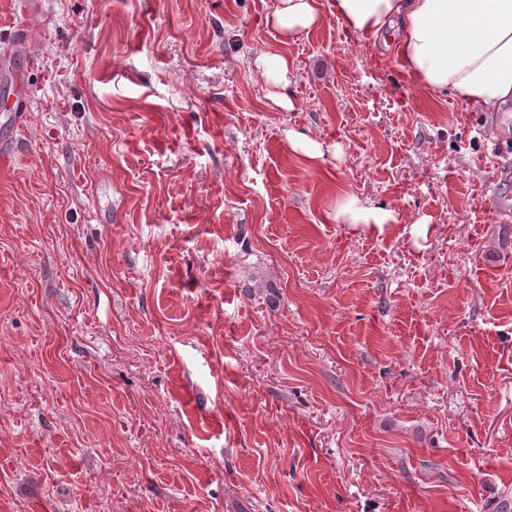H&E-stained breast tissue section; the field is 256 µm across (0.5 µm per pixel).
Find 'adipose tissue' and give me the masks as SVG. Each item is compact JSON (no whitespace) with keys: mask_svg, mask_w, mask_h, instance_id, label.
<instances>
[{"mask_svg":"<svg viewBox=\"0 0 512 512\" xmlns=\"http://www.w3.org/2000/svg\"><path fill=\"white\" fill-rule=\"evenodd\" d=\"M335 15L348 33L389 37L414 83L486 112L512 102V0H278L280 44Z\"/></svg>","mask_w":512,"mask_h":512,"instance_id":"ef3b65f1","label":"adipose tissue"}]
</instances>
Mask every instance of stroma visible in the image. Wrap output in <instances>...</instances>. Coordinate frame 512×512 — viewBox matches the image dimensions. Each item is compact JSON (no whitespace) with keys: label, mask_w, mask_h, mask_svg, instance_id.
Returning <instances> with one entry per match:
<instances>
[{"label":"stroma","mask_w":512,"mask_h":512,"mask_svg":"<svg viewBox=\"0 0 512 512\" xmlns=\"http://www.w3.org/2000/svg\"><path fill=\"white\" fill-rule=\"evenodd\" d=\"M277 2L0 0V512L512 501V129ZM256 68L260 77L276 88L286 89L290 84L292 64L284 54L264 52L256 59ZM29 88L20 81L14 83L13 93L0 97V120L4 117L3 124L0 121V134L2 136L12 137L16 128L26 119V113L22 111V105L28 98ZM335 219L345 224H364L380 234L384 232L385 224L396 223L393 209L362 206L355 199H351L342 206L336 212Z\"/></svg>","instance_id":"1"}]
</instances>
